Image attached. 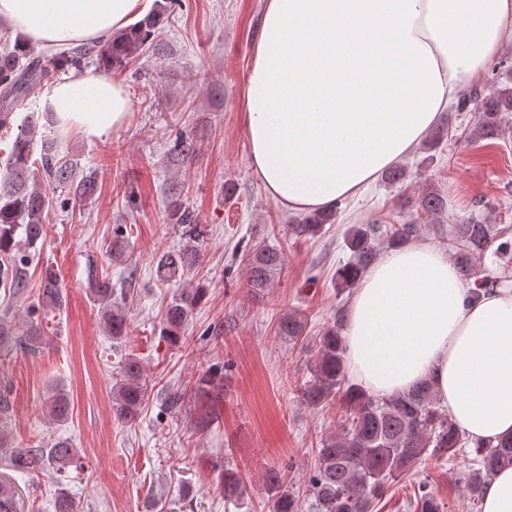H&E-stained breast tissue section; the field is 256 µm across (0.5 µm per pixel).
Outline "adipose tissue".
Masks as SVG:
<instances>
[{"instance_id":"adipose-tissue-1","label":"adipose tissue","mask_w":512,"mask_h":512,"mask_svg":"<svg viewBox=\"0 0 512 512\" xmlns=\"http://www.w3.org/2000/svg\"><path fill=\"white\" fill-rule=\"evenodd\" d=\"M153 0H0L43 48L108 36ZM512 33V0H264L246 92L251 163L291 211L327 210L415 146ZM61 133L123 125L124 85L94 70L43 93ZM355 386L389 398L429 383L471 441L512 438V288L473 292L448 252L412 242L369 266L342 334Z\"/></svg>"}]
</instances>
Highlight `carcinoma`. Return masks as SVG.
<instances>
[{"label": "carcinoma", "mask_w": 512, "mask_h": 512, "mask_svg": "<svg viewBox=\"0 0 512 512\" xmlns=\"http://www.w3.org/2000/svg\"><path fill=\"white\" fill-rule=\"evenodd\" d=\"M164 22V11L154 10L132 27L113 34L105 41L84 43L71 55L48 59L34 55L23 40L0 47V128L11 124L13 113L26 106L30 92L51 79L64 67L79 69L91 57L97 58L109 70L127 68L136 54L147 49L156 39ZM512 87L503 84L483 98L475 125L469 131L471 140L497 139L512 127ZM40 118L30 114L20 125L11 152L5 162L6 173L0 178V285L9 289L12 297L28 293L31 277L27 253L37 251L45 237V214L52 203L47 187L69 190L63 205L82 202L93 197L98 183L90 173L77 178L72 165L59 158L55 138L41 131ZM41 142L40 158H33L36 142ZM173 151L181 160L196 152L191 135L179 133ZM440 194L427 191L419 199V208L427 215L442 212ZM338 206L329 211L302 217L288 225L296 237L314 236L324 225L336 221ZM174 223L183 227L189 244L179 250L164 252L157 261V274L163 281H175L184 272L199 264L195 242L204 230L193 214L177 199L169 206ZM422 225L353 224L345 232V245L350 256L336 270L335 288L342 294L358 283L372 264L381 247L399 246L417 238ZM512 229L486 224L476 216L462 218L448 226V240L454 243L452 258L461 277L474 280L481 288H492L495 282L479 277L477 262L488 251L500 260L512 261ZM247 282L253 293L260 295L275 287L284 264L280 249L256 244L241 253ZM93 302L101 309V320L112 338L125 337L124 315L114 306L115 295L111 278H94L88 288ZM204 285L175 295L170 302L162 333L177 343L188 317L203 297ZM62 287L57 274L48 269L41 278L38 301L42 309H57L62 305ZM344 308L339 307L319 338L310 367V379L305 382L301 399L312 409L326 406L342 396L349 411L347 423L334 436L322 441L317 462L310 477L308 492L315 512H372L374 502L383 497L391 484L404 476L427 456L441 459L455 455L457 449L470 444L437 405L430 386L420 383L408 392L385 399L367 395L349 384L345 374L344 349L340 331ZM307 322L301 313L283 315L276 328L277 336L297 344L307 335ZM47 340L43 329L32 315L13 318L0 314V351L22 348L36 350ZM147 394L140 361L128 355L122 361L112 386V408L122 421L135 419ZM47 408L59 422L68 420L70 403L58 390L47 397ZM81 461L80 452L67 441H58L51 448H27L10 454L12 468L21 473H43L50 469L63 472ZM472 463L477 465L471 475L469 489L475 499L482 497L485 481L496 471L512 467V441L497 445H474ZM271 512H299L298 498L288 489L286 470L271 469L265 481ZM243 493L242 479L229 469L224 470V498L237 499ZM421 512H441L442 503L422 482L415 490Z\"/></svg>", "instance_id": "carcinoma-1"}]
</instances>
